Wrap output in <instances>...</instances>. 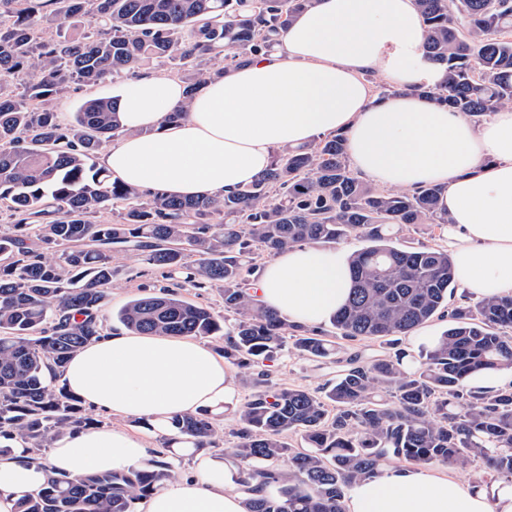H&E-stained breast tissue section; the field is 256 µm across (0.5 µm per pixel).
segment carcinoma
Wrapping results in <instances>:
<instances>
[{"label": "carcinoma", "instance_id": "1", "mask_svg": "<svg viewBox=\"0 0 512 512\" xmlns=\"http://www.w3.org/2000/svg\"><path fill=\"white\" fill-rule=\"evenodd\" d=\"M54 9L45 10V4ZM314 0H0V456L8 441L39 452L71 427H90L78 398L47 382L103 332L116 268L133 250L171 284L125 304L131 331L225 336L224 358L252 378L233 411L237 443L224 459L254 497L246 512H345L351 483L399 461L464 469L512 483V384L472 390L469 375L512 368V297L449 306L457 288L448 250L387 244L394 225L448 224L440 189L375 190L350 170L345 137L279 150L240 192L183 200L110 178L95 159L119 130L108 98H90L64 124L50 101L68 84L94 87L153 63L177 64L194 88L270 48ZM426 52L444 68L433 100L470 118L512 104V0H418ZM117 213L111 224L91 217ZM355 235L352 291L332 318L336 335L258 307L247 288L263 259L303 243ZM215 288L224 315L180 297ZM448 329L415 357L399 347L433 318ZM334 359L341 373L312 392L278 387L266 363L284 339ZM384 340L389 351L350 352ZM172 427L195 450L219 447L204 411ZM300 436L297 448L286 441ZM166 457L129 473L53 478L18 512H135L174 475Z\"/></svg>", "mask_w": 512, "mask_h": 512}]
</instances>
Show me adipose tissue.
Returning a JSON list of instances; mask_svg holds the SVG:
<instances>
[{
  "label": "adipose tissue",
  "instance_id": "obj_1",
  "mask_svg": "<svg viewBox=\"0 0 512 512\" xmlns=\"http://www.w3.org/2000/svg\"><path fill=\"white\" fill-rule=\"evenodd\" d=\"M416 0H315L269 51L226 68L196 90L156 73L112 82L122 136L102 154L125 184L176 197L237 192L264 174L275 149L344 133L347 156L365 180L415 191L440 187L446 243L465 292L512 296V106L481 122L414 91L444 71L425 55ZM393 90L377 96L369 75ZM181 112L178 121L169 116ZM350 253L300 244L277 253L252 290L266 309L315 327L349 295ZM90 408L168 433L172 419L206 409L220 415L236 395L232 370L199 342L132 331L103 333L60 374ZM173 458L194 473L160 483L137 512H245L248 493L223 460L173 439ZM155 450L115 427L58 437L47 460L23 443L0 457V512L44 487L49 476L81 479L144 468ZM346 512H512V483L448 477L434 466H388L353 482Z\"/></svg>",
  "mask_w": 512,
  "mask_h": 512
}]
</instances>
